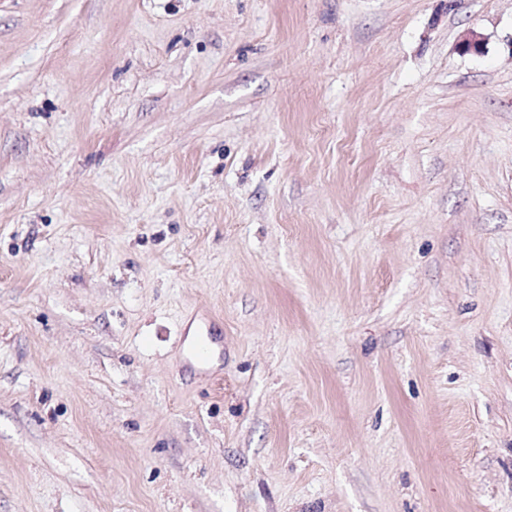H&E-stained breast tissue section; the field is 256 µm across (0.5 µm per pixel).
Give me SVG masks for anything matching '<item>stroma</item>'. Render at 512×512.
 Here are the masks:
<instances>
[{"instance_id":"35a3bbf8","label":"stroma","mask_w":512,"mask_h":512,"mask_svg":"<svg viewBox=\"0 0 512 512\" xmlns=\"http://www.w3.org/2000/svg\"><path fill=\"white\" fill-rule=\"evenodd\" d=\"M0 512H512V0H0Z\"/></svg>"}]
</instances>
